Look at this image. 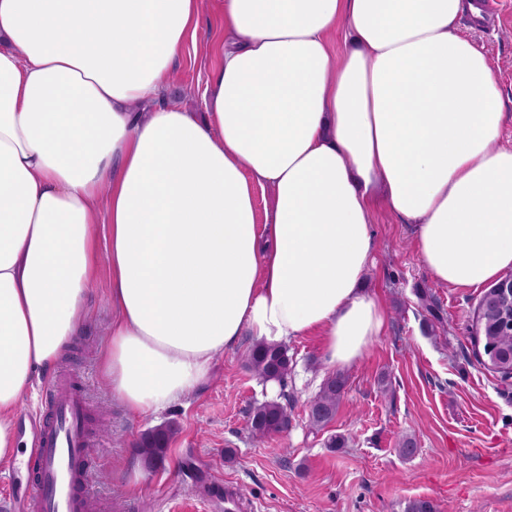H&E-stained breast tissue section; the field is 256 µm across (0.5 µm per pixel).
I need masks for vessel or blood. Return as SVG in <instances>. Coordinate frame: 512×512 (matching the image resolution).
I'll use <instances>...</instances> for the list:
<instances>
[{"label": "vessel or blood", "instance_id": "obj_1", "mask_svg": "<svg viewBox=\"0 0 512 512\" xmlns=\"http://www.w3.org/2000/svg\"><path fill=\"white\" fill-rule=\"evenodd\" d=\"M47 391L49 418L29 450V476L14 512H94L86 402L72 379L61 375L49 382Z\"/></svg>", "mask_w": 512, "mask_h": 512}]
</instances>
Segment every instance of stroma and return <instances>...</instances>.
<instances>
[{
  "instance_id": "stroma-1",
  "label": "stroma",
  "mask_w": 512,
  "mask_h": 512,
  "mask_svg": "<svg viewBox=\"0 0 512 512\" xmlns=\"http://www.w3.org/2000/svg\"><path fill=\"white\" fill-rule=\"evenodd\" d=\"M219 0L201 8L197 47H186L174 74L189 111L205 109L204 88L224 40ZM495 22L462 19L463 33L488 54L502 93L505 120L497 144L512 149V0H495ZM376 250L365 286L387 312L386 328L363 358L344 369V398L335 418L313 429L306 405L330 369L318 337L288 341L293 361L286 386L263 382L244 356L253 343L218 354L208 379L158 415L135 417L107 390L101 356L112 310L105 240L96 242L87 316L51 373L42 374L17 418V437L32 438L42 420L46 385L70 375L82 388L87 432L97 463L98 512H220L214 485L236 488L252 512H404L415 498L438 512H512V380L485 368L474 339V312L483 288H454L421 263L410 227L379 209ZM436 304L431 315L427 304ZM267 400L287 405L288 432L253 438L251 408ZM175 422L165 462L133 474L145 431ZM346 439L329 447L331 437ZM414 457L399 453L403 437Z\"/></svg>"
}]
</instances>
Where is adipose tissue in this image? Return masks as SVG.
<instances>
[{
  "label": "adipose tissue",
  "instance_id": "ef3b65f1",
  "mask_svg": "<svg viewBox=\"0 0 512 512\" xmlns=\"http://www.w3.org/2000/svg\"><path fill=\"white\" fill-rule=\"evenodd\" d=\"M204 115L167 101L200 0H0V461L80 330L104 225L102 371L159 413L251 336L358 361L378 207L439 282L512 268V149L471 0H222ZM350 42L336 53L332 36ZM271 193L257 211V190Z\"/></svg>",
  "mask_w": 512,
  "mask_h": 512
}]
</instances>
